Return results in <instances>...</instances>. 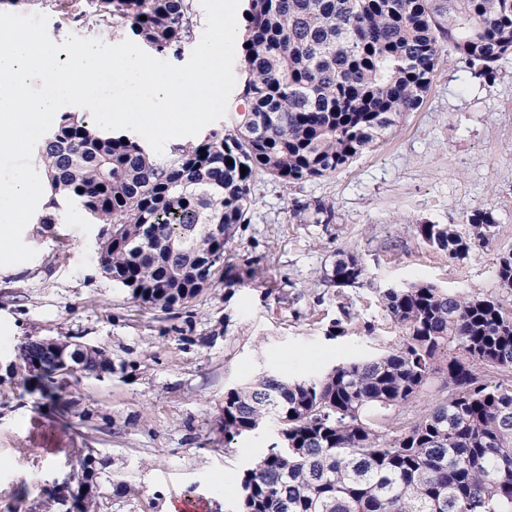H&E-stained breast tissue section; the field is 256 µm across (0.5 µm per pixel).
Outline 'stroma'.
<instances>
[{"instance_id":"1","label":"stroma","mask_w":512,"mask_h":512,"mask_svg":"<svg viewBox=\"0 0 512 512\" xmlns=\"http://www.w3.org/2000/svg\"><path fill=\"white\" fill-rule=\"evenodd\" d=\"M0 12L42 13L55 42L68 35L127 40L126 32L63 14L55 0H0ZM250 221L226 246L224 275L171 313L140 307L102 271L101 225L66 206L51 231L28 223V262L0 267V512H67L72 470L93 454L96 512H166L182 495L206 512H238L244 470L278 440L273 421L225 448L227 391L263 374L321 375L349 358L393 348L401 329L380 301L390 287L428 281L498 293L496 261L512 250V56L494 81L471 77L446 51L422 106L347 167L286 183L256 175ZM331 224L315 223V202ZM493 210L486 246L449 259L423 224L454 225ZM365 275L337 287V252ZM343 336L331 337L333 325ZM107 350L104 378H64L43 396L19 359L28 338Z\"/></svg>"}]
</instances>
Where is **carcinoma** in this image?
I'll list each match as a JSON object with an SVG mask.
<instances>
[{
    "label": "carcinoma",
    "instance_id": "obj_1",
    "mask_svg": "<svg viewBox=\"0 0 512 512\" xmlns=\"http://www.w3.org/2000/svg\"><path fill=\"white\" fill-rule=\"evenodd\" d=\"M95 13L160 55H180L197 24L195 0H95ZM243 20L245 109L230 124L160 157L64 112L39 147L50 195L38 223L78 204L104 225L103 271L146 309L172 312L224 276L256 175L298 183L346 167L422 105L449 45L489 82L512 55V0H250ZM313 216L330 224L335 211L318 201ZM468 224L467 236L450 224L420 235L457 259L488 244L496 220L476 210ZM363 272L340 252L332 281ZM497 279L512 294V250ZM381 302L403 330L397 348L224 395V446L269 418L281 438L244 471L241 512H512V304L429 282L388 288ZM437 374L439 398L383 430Z\"/></svg>",
    "mask_w": 512,
    "mask_h": 512
}]
</instances>
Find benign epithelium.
Instances as JSON below:
<instances>
[{
    "mask_svg": "<svg viewBox=\"0 0 512 512\" xmlns=\"http://www.w3.org/2000/svg\"><path fill=\"white\" fill-rule=\"evenodd\" d=\"M93 346L84 343L63 342L50 338L29 340L23 350L28 370L36 374L51 372L66 377L80 373L84 376L103 377L112 372V363L103 360L91 362Z\"/></svg>",
    "mask_w": 512,
    "mask_h": 512,
    "instance_id": "7a95c632",
    "label": "benign epithelium"
}]
</instances>
